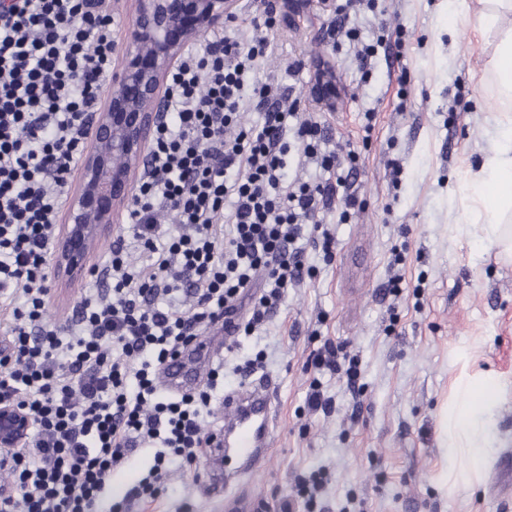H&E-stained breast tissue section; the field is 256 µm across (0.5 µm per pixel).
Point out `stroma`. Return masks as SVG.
Here are the masks:
<instances>
[{
    "mask_svg": "<svg viewBox=\"0 0 512 512\" xmlns=\"http://www.w3.org/2000/svg\"><path fill=\"white\" fill-rule=\"evenodd\" d=\"M333 17L325 12L298 30L279 23L261 66L307 113L311 58L332 60L342 97L317 118L325 150L357 157L346 190L359 206L346 219L334 205L320 214L335 239L331 261L309 241L305 261L317 266L316 277L288 289L254 335L216 352L228 365L225 392L243 385L231 363L259 352L256 375L274 386L278 423L264 466L245 484L250 512H278L296 496L298 478L318 470L325 478L314 512H512V492L497 487L495 473L512 450V392L495 411L496 447L473 487H449V471L464 461L449 459L446 447L457 383L489 371L512 380V257L480 245V220L463 193L496 139L491 47L473 37L461 0H376L371 11L355 4L343 15L346 27L380 43L366 81L352 45L329 38ZM295 61L302 69L294 74ZM397 274L407 284L398 297L387 292ZM48 285L45 322L64 327L102 283L85 275ZM328 344L355 356L356 387L314 368ZM315 380L332 400L330 412L306 405ZM153 455L146 445L132 447L97 512H109ZM219 471L205 453L190 465L173 463L159 498L129 512H225L223 496L204 487Z\"/></svg>",
    "mask_w": 512,
    "mask_h": 512,
    "instance_id": "35a3bbf8",
    "label": "stroma"
}]
</instances>
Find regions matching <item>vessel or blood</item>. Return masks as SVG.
Masks as SVG:
<instances>
[{
	"label": "vessel or blood",
	"mask_w": 512,
	"mask_h": 512,
	"mask_svg": "<svg viewBox=\"0 0 512 512\" xmlns=\"http://www.w3.org/2000/svg\"><path fill=\"white\" fill-rule=\"evenodd\" d=\"M215 345L213 337H196L162 369L163 386L175 393L194 389L210 371L205 361L213 357ZM224 410V422L214 434L215 452L236 459L241 470L259 467L272 445L274 409L270 381L262 380L225 396Z\"/></svg>",
	"instance_id": "1"
}]
</instances>
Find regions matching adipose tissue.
Segmentation results:
<instances>
[{
  "label": "adipose tissue",
  "mask_w": 512,
  "mask_h": 512,
  "mask_svg": "<svg viewBox=\"0 0 512 512\" xmlns=\"http://www.w3.org/2000/svg\"><path fill=\"white\" fill-rule=\"evenodd\" d=\"M477 39H492L491 69L502 108L494 121L498 141L480 170L471 175L467 198L482 221L484 239L512 252V0H477L472 13ZM507 388L489 375L463 383L448 414V446L463 449V477L479 475L495 444L493 413Z\"/></svg>",
  "instance_id": "adipose-tissue-1"
}]
</instances>
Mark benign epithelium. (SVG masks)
Masks as SVG:
<instances>
[{
	"label": "benign epithelium",
	"mask_w": 512,
	"mask_h": 512,
	"mask_svg": "<svg viewBox=\"0 0 512 512\" xmlns=\"http://www.w3.org/2000/svg\"><path fill=\"white\" fill-rule=\"evenodd\" d=\"M136 20L122 66L112 73L106 109L98 113L92 143L84 152L78 187L68 200L66 224L56 238L58 276H81V258L112 232L133 200L132 188L152 132L163 117V88L170 70L200 34L236 14L237 0H134ZM314 0H281V15L295 27L313 15ZM308 89L312 103L332 112L340 86L331 60H313ZM32 418L11 402H0V458L7 461L27 441Z\"/></svg>",
	"instance_id": "1"
}]
</instances>
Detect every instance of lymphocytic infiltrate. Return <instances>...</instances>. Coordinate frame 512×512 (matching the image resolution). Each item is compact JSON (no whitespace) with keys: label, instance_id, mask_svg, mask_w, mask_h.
Masks as SVG:
<instances>
[{"label":"lymphocytic infiltrate","instance_id":"1","mask_svg":"<svg viewBox=\"0 0 512 512\" xmlns=\"http://www.w3.org/2000/svg\"><path fill=\"white\" fill-rule=\"evenodd\" d=\"M253 4L262 20L247 41L213 36L171 70L131 238L63 337L43 324L49 256L112 75L113 19L102 0H0V401L32 416L25 449L0 464V512H93L136 442L154 463L112 512L155 498L171 457L198 458L224 384L219 364L196 391L166 396L163 365L226 317L233 335L253 334L311 274L301 242L329 195L286 181V157L296 142L322 170L340 160L319 122L258 78L275 17L270 0ZM255 109L262 123L246 124ZM162 209L175 216L166 233ZM131 241L148 263L131 260Z\"/></svg>","mask_w":512,"mask_h":512}]
</instances>
